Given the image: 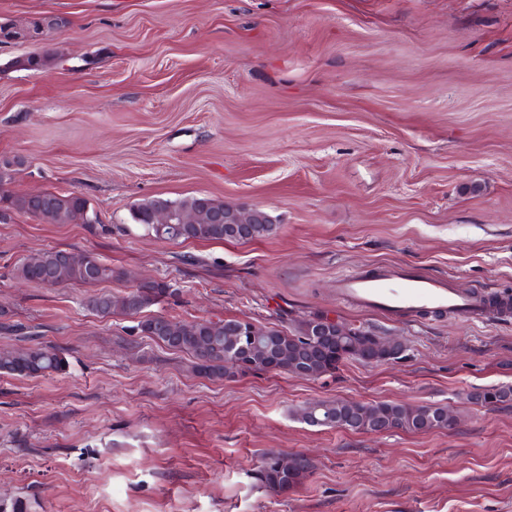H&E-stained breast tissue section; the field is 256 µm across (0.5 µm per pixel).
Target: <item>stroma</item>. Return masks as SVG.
I'll list each match as a JSON object with an SVG mask.
<instances>
[{
    "label": "stroma",
    "mask_w": 512,
    "mask_h": 512,
    "mask_svg": "<svg viewBox=\"0 0 512 512\" xmlns=\"http://www.w3.org/2000/svg\"><path fill=\"white\" fill-rule=\"evenodd\" d=\"M0 156L9 192L73 190L100 222H0V307L11 332L65 349L49 377L0 376V504L26 512H512V315H390L341 297L379 268L512 299V0H0ZM47 57L45 66L21 59ZM205 195L266 211L240 244L160 240L130 209ZM90 251L163 280L154 313L258 325L322 315L402 339L403 358L345 361L315 379L211 380L194 360L104 318L100 288L15 279L22 259ZM451 408L453 429L312 427L317 400ZM270 450L312 473L273 492ZM51 21H46L42 17H31L23 26L13 27L9 30L0 27L1 37L20 41L36 40L39 38L43 27H50ZM477 391H483L485 396L483 399L480 396L475 397V402L481 404L487 410H495L512 405V385L495 386L488 391L485 389ZM488 394H492L493 398L489 400Z\"/></svg>",
    "instance_id": "stroma-1"
}]
</instances>
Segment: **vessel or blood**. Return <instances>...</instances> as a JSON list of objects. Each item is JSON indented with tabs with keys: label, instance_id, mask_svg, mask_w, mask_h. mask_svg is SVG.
<instances>
[{
	"label": "vessel or blood",
	"instance_id": "obj_1",
	"mask_svg": "<svg viewBox=\"0 0 512 512\" xmlns=\"http://www.w3.org/2000/svg\"><path fill=\"white\" fill-rule=\"evenodd\" d=\"M343 296L359 306L391 314L446 311L480 320L492 309L483 297L451 288L444 281L402 271H383L373 276L346 275L339 279Z\"/></svg>",
	"mask_w": 512,
	"mask_h": 512
}]
</instances>
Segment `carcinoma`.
<instances>
[{"mask_svg":"<svg viewBox=\"0 0 512 512\" xmlns=\"http://www.w3.org/2000/svg\"><path fill=\"white\" fill-rule=\"evenodd\" d=\"M51 22L42 17H32L23 26L6 30L0 27V36L6 39L29 41L39 38L43 28ZM27 164L21 155L0 156V187L11 183L15 175ZM159 208L171 210L173 219L170 224L156 226L150 223L154 211ZM230 210V206L207 196H190L180 200L154 198L132 207L131 218L135 224L152 231L155 237L168 241H205L248 243L271 236L278 225L262 211V221L248 224L244 232H235L233 224H215L211 216ZM196 211L202 215L197 224H182L180 217L184 213ZM23 212L35 217H46L57 224L78 221L82 224L99 223L98 214L89 206L88 200L78 191L67 194L43 192L31 195L0 194V220H8L11 214ZM18 279L33 282L44 287L67 285H94L112 279L121 280L125 273L105 264L95 253H86L83 262L71 264L67 260V251L50 248L23 259L14 268ZM170 295V286L162 280L143 282L130 291L101 293L88 300V307L102 317L114 315L137 317L138 328L149 338L162 343L165 347L186 352L195 359L196 370L209 378L227 379L245 374V370L236 365L242 359L253 363L254 369L264 364L261 356L274 355L279 359L283 371L291 372L292 365L301 354L317 352L309 364L316 376L336 370L345 359L353 356L362 359L369 350L376 334L361 326L356 327L358 352L349 356L346 347L336 346V337L322 334L320 341L311 345L307 342L312 325L324 321V317L302 318L293 326L280 327L274 335L268 337L263 348L247 336L249 322L235 318L211 321L207 319L181 323L183 334L170 340L159 328L156 316L147 311ZM69 362L65 350L45 346L39 342L11 349L0 350V375L12 377H47L62 373ZM492 398L476 397L475 402L488 410L512 405V385L495 386L484 394ZM387 411V428L405 432H427L440 428V419L448 408L433 404L409 405L402 402L384 404ZM301 421L317 427L342 428L349 425L351 409L343 400H325L308 404L296 411ZM269 454H264L257 471V479L270 490L292 488L300 483L311 471L312 465L306 458L282 476L277 473Z\"/></svg>","mask_w":512,"mask_h":512,"instance_id":"1","label":"carcinoma"}]
</instances>
